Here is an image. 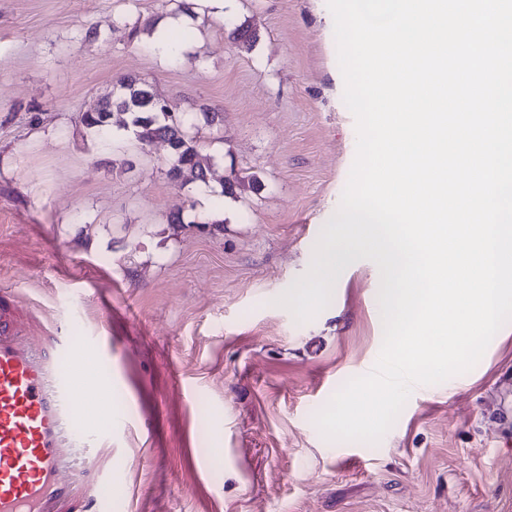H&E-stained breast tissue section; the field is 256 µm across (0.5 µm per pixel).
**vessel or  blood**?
<instances>
[{
    "instance_id": "1",
    "label": "vessel or blood",
    "mask_w": 512,
    "mask_h": 512,
    "mask_svg": "<svg viewBox=\"0 0 512 512\" xmlns=\"http://www.w3.org/2000/svg\"><path fill=\"white\" fill-rule=\"evenodd\" d=\"M86 347L111 368L107 337ZM70 356L60 327H38L0 291V512H112L123 491L111 440L80 426L88 396Z\"/></svg>"
}]
</instances>
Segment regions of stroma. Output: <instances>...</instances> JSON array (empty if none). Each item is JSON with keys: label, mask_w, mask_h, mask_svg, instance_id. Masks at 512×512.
I'll return each mask as SVG.
<instances>
[{"label": "stroma", "mask_w": 512, "mask_h": 512, "mask_svg": "<svg viewBox=\"0 0 512 512\" xmlns=\"http://www.w3.org/2000/svg\"><path fill=\"white\" fill-rule=\"evenodd\" d=\"M181 17L185 50L159 58L156 25ZM241 25L252 48L229 37ZM122 75L191 113L208 183L169 180L167 143L140 149L122 114L105 138L79 123ZM343 92L311 0H235L222 19L199 0H0V289L47 325L77 307L75 350L110 336L112 410L132 420L112 431V512H512V322L468 373L414 386L380 442L314 422L383 342L372 261L311 321L276 303L348 181ZM235 172L257 182L224 197Z\"/></svg>", "instance_id": "stroma-1"}]
</instances>
